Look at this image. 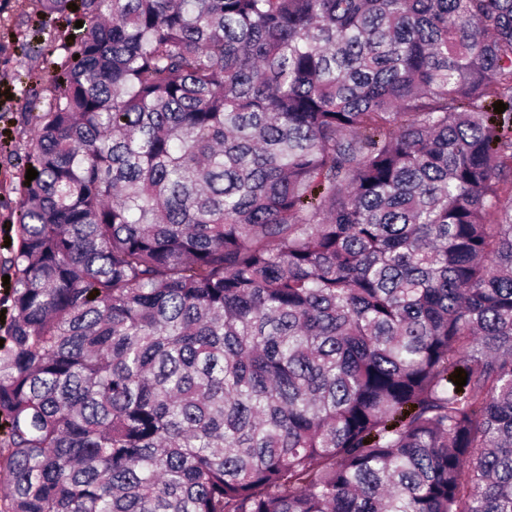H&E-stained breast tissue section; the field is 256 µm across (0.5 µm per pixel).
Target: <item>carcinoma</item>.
<instances>
[{"mask_svg": "<svg viewBox=\"0 0 512 512\" xmlns=\"http://www.w3.org/2000/svg\"><path fill=\"white\" fill-rule=\"evenodd\" d=\"M33 3L3 512H512V0Z\"/></svg>", "mask_w": 512, "mask_h": 512, "instance_id": "obj_1", "label": "carcinoma"}]
</instances>
